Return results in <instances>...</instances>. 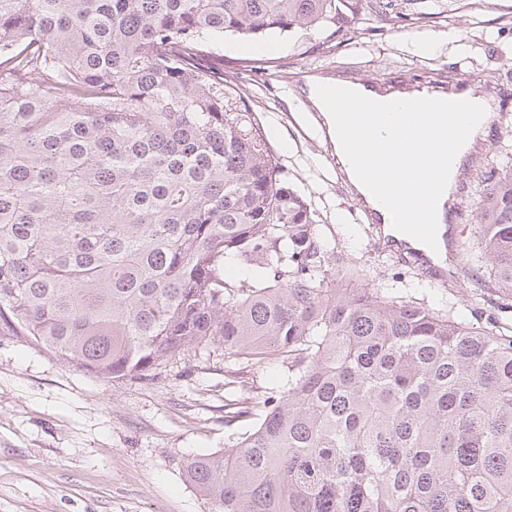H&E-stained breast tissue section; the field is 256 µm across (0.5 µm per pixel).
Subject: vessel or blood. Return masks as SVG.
<instances>
[{
  "mask_svg": "<svg viewBox=\"0 0 512 512\" xmlns=\"http://www.w3.org/2000/svg\"><path fill=\"white\" fill-rule=\"evenodd\" d=\"M327 101L332 111L338 112L343 119L340 135L347 143L348 153H359L360 142L380 128V114L371 111L366 98L361 96L348 99L331 95ZM473 119L471 102L463 94L457 95L453 108L445 112L429 111L427 100H413L405 111L392 115L402 149L382 156L373 152L361 153L358 172L372 186L377 201L391 200L408 211H426L427 193L418 180H384L378 176L379 169L399 170L405 155L422 158L431 153L438 140L454 142L462 139L471 128ZM431 229V224L426 221L400 224L394 233L383 235L382 244L423 273L444 281L448 278L447 271L435 266L427 252L416 246L417 241L430 238Z\"/></svg>",
  "mask_w": 512,
  "mask_h": 512,
  "instance_id": "1",
  "label": "vessel or blood"
}]
</instances>
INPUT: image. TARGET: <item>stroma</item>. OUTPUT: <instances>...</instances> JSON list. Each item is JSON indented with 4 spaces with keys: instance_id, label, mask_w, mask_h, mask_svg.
Instances as JSON below:
<instances>
[{
    "instance_id": "1",
    "label": "stroma",
    "mask_w": 512,
    "mask_h": 512,
    "mask_svg": "<svg viewBox=\"0 0 512 512\" xmlns=\"http://www.w3.org/2000/svg\"><path fill=\"white\" fill-rule=\"evenodd\" d=\"M431 0H410L403 18L373 26L302 37L267 36L246 44L228 35L220 47L224 72L241 74L247 102L268 134L289 185L311 202L322 237L340 251L336 283L369 285L455 308L474 325L482 314L469 303L468 274L441 282L378 248V233L318 126L299 118L294 78L313 68L357 82L367 78L416 85L444 66L482 92L495 112H512V0H483L433 17ZM444 33L436 53L413 44ZM264 59V70L240 69L243 58ZM506 136L493 126L468 160L469 175L454 195L458 257L482 255L473 209L484 171L512 167ZM283 373L276 364L251 365L214 344L160 365L150 379L111 382L76 370L25 336L0 325V512H213L187 480L188 459L234 445L253 422L226 420V407L261 405Z\"/></svg>"
}]
</instances>
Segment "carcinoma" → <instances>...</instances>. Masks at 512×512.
<instances>
[{
    "label": "carcinoma",
    "mask_w": 512,
    "mask_h": 512,
    "mask_svg": "<svg viewBox=\"0 0 512 512\" xmlns=\"http://www.w3.org/2000/svg\"><path fill=\"white\" fill-rule=\"evenodd\" d=\"M393 0H0V324L144 380L210 343L286 381L192 458L214 512H512V169L484 176L475 327L378 288L288 185L226 33L340 30Z\"/></svg>",
    "instance_id": "carcinoma-1"
}]
</instances>
